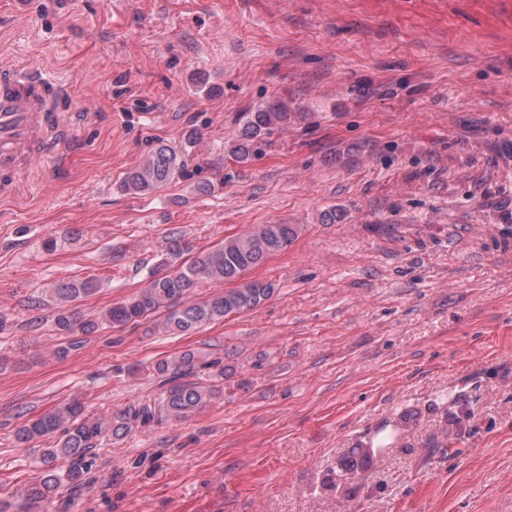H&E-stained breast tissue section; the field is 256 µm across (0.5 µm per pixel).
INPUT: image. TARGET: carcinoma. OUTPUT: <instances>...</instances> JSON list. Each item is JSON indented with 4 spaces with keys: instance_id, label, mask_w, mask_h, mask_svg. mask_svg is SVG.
I'll use <instances>...</instances> for the list:
<instances>
[{
    "instance_id": "cac0c4a2",
    "label": "carcinoma",
    "mask_w": 512,
    "mask_h": 512,
    "mask_svg": "<svg viewBox=\"0 0 512 512\" xmlns=\"http://www.w3.org/2000/svg\"><path fill=\"white\" fill-rule=\"evenodd\" d=\"M290 118L288 106L283 103L268 104L245 113L243 125L231 143L230 153L241 164L251 162L267 139L287 125ZM186 155L184 146L177 149L160 144L127 172L120 188L134 195L153 193L181 176ZM297 236L295 224H256L244 233L224 239V243L215 248L199 252L190 262L175 270L152 273L145 287L77 326L68 304L95 293L97 283L93 279L60 282L51 289L58 305L54 321L57 330L69 341L57 349V354L65 355L78 346L79 341L71 338L76 328L82 335L91 336L105 325L120 328L151 320L159 331L188 335L204 325L222 322L232 314L251 310L273 295L275 284L271 281H246L245 275L269 257L287 250ZM236 281L239 285L234 288L194 300L197 289L205 284ZM197 359L195 352L186 351L150 365L149 371L160 387L157 400L133 402L109 416L88 415L81 403L70 401L29 419L16 433L18 443H48L40 454L43 477L30 488V496L42 499L58 490L61 486L60 462H70L65 472L68 482H82L88 469L86 458L89 451L104 439L122 441L156 423L189 420L211 406L219 398L221 390L190 379ZM384 450L383 445L375 450L353 449L350 466L343 469V477L354 474L371 452L381 453Z\"/></svg>"
}]
</instances>
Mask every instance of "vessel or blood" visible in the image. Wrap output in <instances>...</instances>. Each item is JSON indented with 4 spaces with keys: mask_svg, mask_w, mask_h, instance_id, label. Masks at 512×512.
<instances>
[{
    "mask_svg": "<svg viewBox=\"0 0 512 512\" xmlns=\"http://www.w3.org/2000/svg\"><path fill=\"white\" fill-rule=\"evenodd\" d=\"M62 84L36 68L0 67V196L15 195L35 157L59 150Z\"/></svg>",
    "mask_w": 512,
    "mask_h": 512,
    "instance_id": "vessel-or-blood-1",
    "label": "vessel or blood"
}]
</instances>
